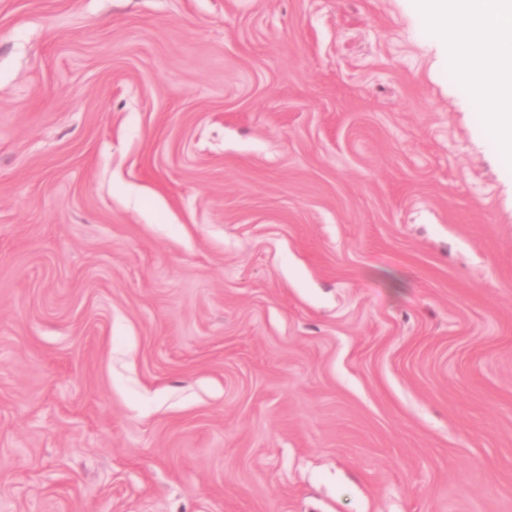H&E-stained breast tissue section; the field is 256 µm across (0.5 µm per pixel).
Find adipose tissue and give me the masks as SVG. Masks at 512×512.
Instances as JSON below:
<instances>
[{"label":"adipose tissue","mask_w":512,"mask_h":512,"mask_svg":"<svg viewBox=\"0 0 512 512\" xmlns=\"http://www.w3.org/2000/svg\"><path fill=\"white\" fill-rule=\"evenodd\" d=\"M446 42L484 131L512 160V0H413Z\"/></svg>","instance_id":"1"}]
</instances>
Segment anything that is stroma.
Segmentation results:
<instances>
[{
    "label": "stroma",
    "instance_id": "obj_1",
    "mask_svg": "<svg viewBox=\"0 0 512 512\" xmlns=\"http://www.w3.org/2000/svg\"><path fill=\"white\" fill-rule=\"evenodd\" d=\"M412 0H0V512H512V173Z\"/></svg>",
    "mask_w": 512,
    "mask_h": 512
}]
</instances>
